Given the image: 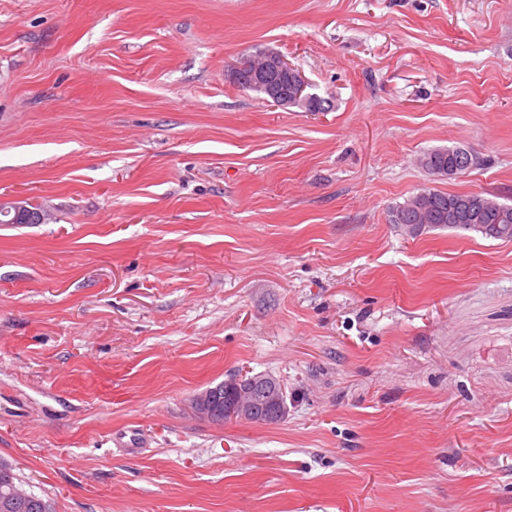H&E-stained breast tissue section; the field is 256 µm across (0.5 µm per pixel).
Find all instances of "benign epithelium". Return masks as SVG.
I'll return each instance as SVG.
<instances>
[{"label":"benign epithelium","instance_id":"obj_1","mask_svg":"<svg viewBox=\"0 0 512 512\" xmlns=\"http://www.w3.org/2000/svg\"><path fill=\"white\" fill-rule=\"evenodd\" d=\"M0 213L13 214L11 223L17 224L26 220L28 208L21 199L1 201ZM280 390L281 385L273 378H233L227 381L224 387V406L246 417L262 416L266 418L267 423L273 424L279 417ZM218 403L219 393L212 390L203 391L193 397L196 413L211 421L216 420L219 414Z\"/></svg>","mask_w":512,"mask_h":512}]
</instances>
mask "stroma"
<instances>
[{
	"instance_id": "35a3bbf8",
	"label": "stroma",
	"mask_w": 512,
	"mask_h": 512,
	"mask_svg": "<svg viewBox=\"0 0 512 512\" xmlns=\"http://www.w3.org/2000/svg\"><path fill=\"white\" fill-rule=\"evenodd\" d=\"M278 50L329 101L234 84ZM458 146L455 177L416 159ZM512 0H0V459L55 512H512ZM239 374L274 424L200 418ZM478 162V158L474 154L460 147L435 149L423 153L419 158V165L424 171L440 177H448V166L455 167L459 174L476 166ZM454 206L458 209L454 217L449 218L448 207ZM390 222L406 224L413 236L429 230L448 229L457 234L474 233L512 241V204L502 203L493 194H456L424 188L394 206ZM26 205L23 204L22 199H16V200L7 201V202L1 201L0 202V210L3 215H8L12 211L14 212V216H13L12 220L10 221L11 224H20L19 222L25 221L27 213L29 211L28 208L30 209V211H32V213H34V216L36 218L40 216V222L44 221V216L41 213L38 216V212H42V209L40 207L33 206V204H29L28 202H26ZM3 215H1V213H0V223H1V217L4 218ZM40 222H33L31 224H41Z\"/></svg>"
}]
</instances>
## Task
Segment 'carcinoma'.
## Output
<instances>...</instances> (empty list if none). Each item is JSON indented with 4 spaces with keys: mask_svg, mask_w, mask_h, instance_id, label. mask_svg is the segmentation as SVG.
I'll list each match as a JSON object with an SVG mask.
<instances>
[{
    "mask_svg": "<svg viewBox=\"0 0 512 512\" xmlns=\"http://www.w3.org/2000/svg\"><path fill=\"white\" fill-rule=\"evenodd\" d=\"M279 91V104L301 107L308 112H323L330 104L315 95L298 97L292 86V80L280 75L271 68L260 75V81L250 89L270 96V89ZM478 164L475 155H467L460 147H446L432 150L421 155L420 167L431 175L448 176V168H456L462 173ZM390 222L404 224L418 236L429 230L448 229L465 235L480 234L495 240L512 241V204L499 201L493 194L447 193L424 188L403 202L394 206L390 212ZM19 478L14 476L9 483L0 482V501L5 498L15 500L10 512H53L51 503L35 493L27 497L14 495V486Z\"/></svg>",
    "mask_w": 512,
    "mask_h": 512,
    "instance_id": "obj_1",
    "label": "carcinoma"
}]
</instances>
